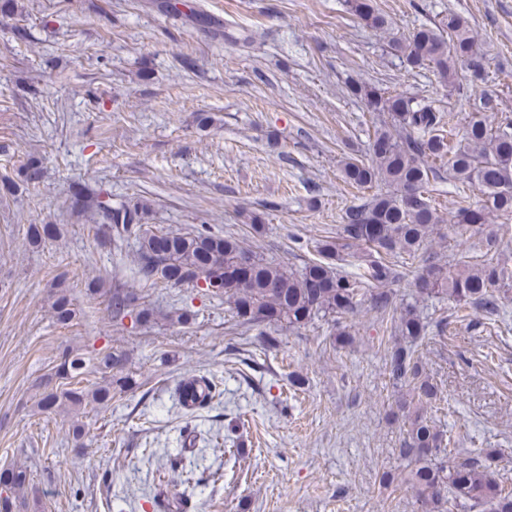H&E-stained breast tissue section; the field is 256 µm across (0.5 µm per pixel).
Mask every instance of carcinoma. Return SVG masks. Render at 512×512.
Returning <instances> with one entry per match:
<instances>
[{
  "label": "carcinoma",
  "mask_w": 512,
  "mask_h": 512,
  "mask_svg": "<svg viewBox=\"0 0 512 512\" xmlns=\"http://www.w3.org/2000/svg\"><path fill=\"white\" fill-rule=\"evenodd\" d=\"M351 8L371 26L387 24L371 0H351ZM389 49L413 69L433 67L444 86L452 84L460 67L473 81L485 79L476 39L468 21L457 13L448 14L438 26L424 25L408 38L390 42ZM351 91L369 110L387 113L389 122L375 128L370 160L347 159L342 176L357 188L382 182L388 190L348 207L336 239L319 243L318 258L302 269L269 260L233 235L143 233L144 205L114 207L108 200L99 201L97 207L111 220L104 228L109 233L119 224L122 231L138 234L142 279L195 288L203 281L205 294L224 298L240 325L300 328L329 317L340 326L357 312L359 297L367 296L371 309L391 320L403 338L385 358L390 379L408 387L397 405L407 417L400 455L411 464L401 483L414 494L421 512H512V487L496 476L498 450L484 448L459 461L457 441L428 416L441 396L423 371L416 344L430 329L448 336V317L428 323L414 306L398 302L393 290L408 279L419 297L451 302L462 321L474 314L489 319L497 313L498 298L512 289V251L500 250L498 230L488 223V215L512 220V116L492 120L489 112L495 107L488 98L483 111L469 113L464 127L458 128L444 120L432 101L387 96L363 84L351 86ZM445 170L462 186L476 185L483 193L482 204L460 206L447 221L429 189ZM445 222L455 246L464 248L474 240L482 244L480 262L472 263L464 254L444 262L424 252ZM351 258L360 261L358 272H342ZM139 300L137 293L115 288L108 310L116 319L145 318L148 312L138 309ZM125 364L123 354L109 351L92 369L62 350L54 373L61 390L44 396L42 410L108 406L114 391L129 387L127 378L112 375ZM96 370L104 374L105 383L90 390L84 376ZM5 472L0 512H14L30 481L22 468L7 467Z\"/></svg>",
  "instance_id": "carcinoma-1"
}]
</instances>
